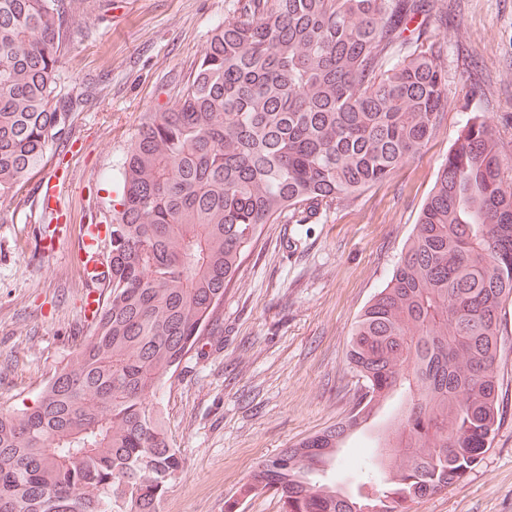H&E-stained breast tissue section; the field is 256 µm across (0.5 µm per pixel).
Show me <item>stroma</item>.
Masks as SVG:
<instances>
[{"instance_id":"35a3bbf8","label":"stroma","mask_w":512,"mask_h":512,"mask_svg":"<svg viewBox=\"0 0 512 512\" xmlns=\"http://www.w3.org/2000/svg\"><path fill=\"white\" fill-rule=\"evenodd\" d=\"M77 14L66 85L91 89L65 139L19 193L0 201V408L32 406L89 330L81 269L105 259L120 168L146 113L173 102L236 0H88ZM448 67V110L427 148L354 201L304 224L264 225L224 292L214 325L158 399L185 465L162 512H225L254 466L344 418L361 382L347 360L352 328L385 286L458 130L476 114L512 154V0H434L428 20ZM470 85L478 93L463 99ZM98 227L92 252L85 225ZM502 411L489 451L462 482L412 512H512V301L501 313ZM350 437L337 480L392 415Z\"/></svg>"}]
</instances>
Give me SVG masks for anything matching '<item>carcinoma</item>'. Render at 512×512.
Listing matches in <instances>:
<instances>
[{"mask_svg":"<svg viewBox=\"0 0 512 512\" xmlns=\"http://www.w3.org/2000/svg\"><path fill=\"white\" fill-rule=\"evenodd\" d=\"M85 0H0V198L17 194L86 98L65 91ZM431 0H237L179 97L121 166L89 334L33 406L0 409V512H161L184 460L157 393L214 320L266 224H303L427 147L448 108ZM512 155L480 115L458 132L347 358L365 394L328 429L257 464L227 512H411L463 481L500 419L512 301ZM377 463L347 490L343 441L386 404ZM237 512H281L278 499L271 493H260L238 506Z\"/></svg>","mask_w":512,"mask_h":512,"instance_id":"obj_1","label":"carcinoma"}]
</instances>
